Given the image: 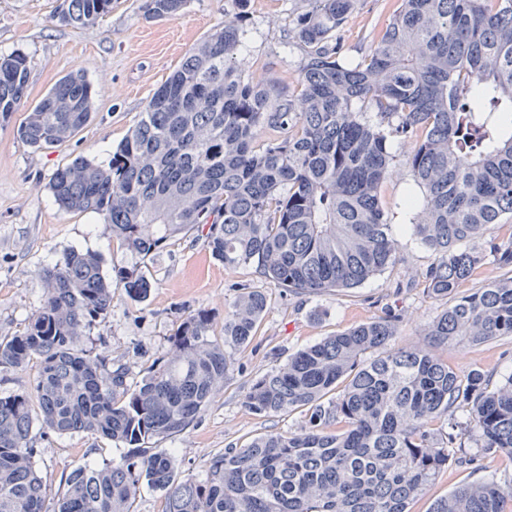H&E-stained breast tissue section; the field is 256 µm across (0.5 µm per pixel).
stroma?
<instances>
[{
    "label": "stroma",
    "mask_w": 512,
    "mask_h": 512,
    "mask_svg": "<svg viewBox=\"0 0 512 512\" xmlns=\"http://www.w3.org/2000/svg\"><path fill=\"white\" fill-rule=\"evenodd\" d=\"M61 0H0V52L26 55L29 82L25 98L9 125L0 126V336L23 331L39 308L45 288L37 272L72 248L98 252L104 271L138 267L153 287L144 299L112 284V311L85 339L86 347L129 367L131 381L170 356V338L198 309L208 310L214 337L224 334V318L237 297L262 291L267 311L252 340L231 351L232 368L221 391L202 416L180 434L163 440L181 471L204 479L211 457L228 445L244 446L267 432L294 433L309 412L256 416L244 397L260 376L284 364L289 355L323 337L389 315L400 318V347H427L424 329L446 306L426 295L423 275L434 253L411 233L421 192L401 161L381 187L385 214L399 241V261L357 288L321 295L291 294L258 275L254 267H227L215 259L204 231L194 228L165 241L147 257L136 255L113 237L103 219L66 212L52 201L54 172L76 157L102 163L135 125L155 90L177 69L185 54L224 23L230 0H188L183 14L148 20L144 0H113L111 12L96 24L74 28L56 14ZM399 0H360L341 30L346 57L359 59L383 31ZM303 0H249L248 35L238 59L256 83L295 86L305 52L291 43L288 30ZM84 74L95 88L90 121L62 145L36 149L16 130L32 108L62 76ZM433 354L459 374L477 369L492 385L512 374V337L482 344L437 347ZM36 466L48 499L64 490V478L84 463L120 460L122 445L76 433L60 437L33 428ZM512 481V458L481 455L474 465L449 463L414 499L410 512H430L464 482Z\"/></svg>",
    "instance_id": "1"
}]
</instances>
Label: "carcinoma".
<instances>
[{
  "label": "carcinoma",
  "mask_w": 512,
  "mask_h": 512,
  "mask_svg": "<svg viewBox=\"0 0 512 512\" xmlns=\"http://www.w3.org/2000/svg\"><path fill=\"white\" fill-rule=\"evenodd\" d=\"M183 58L105 164L78 157L50 189L67 212L103 217L142 256L207 227L212 255L255 266L276 287L322 294L357 288L394 265L397 240L380 190L393 139L422 199L414 235L436 260L426 294L451 299L426 327L444 346L512 336V0H400L356 62L338 32L359 0H304L292 20L305 48L297 88L245 79L237 65L249 0ZM187 0H145L148 19H173ZM112 0H63L58 20L94 24ZM27 57L0 54V124L25 97ZM93 89L70 73L18 126L33 148L57 146L92 115ZM271 130L279 136L261 139ZM508 225V232L498 233ZM489 263L501 279L464 295ZM129 295L152 284L114 269ZM45 294L25 330L0 337V369L38 366L34 396L0 397V512H136L141 486L162 512H409L449 459L470 466L465 439L512 456V374L461 376L422 348L394 347L398 317L327 336L288 356L244 397L256 415L308 407L297 433H266L212 456L205 480L179 472L154 444L193 424L232 367L226 347L255 334L267 307L242 293L212 335L207 312L170 338L172 356L136 383L129 369L82 345L112 309L99 254L71 249L40 269ZM59 436L90 433L128 448L119 462L84 464L46 506L31 444L34 423ZM335 426L337 430L329 431ZM512 482L462 484L433 512H506Z\"/></svg>",
  "instance_id": "cac0c4a2"
}]
</instances>
